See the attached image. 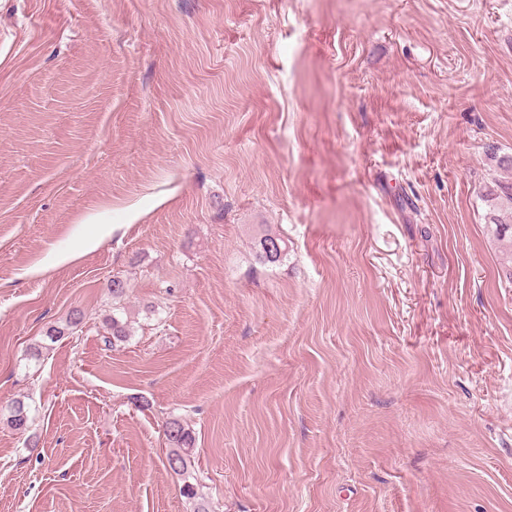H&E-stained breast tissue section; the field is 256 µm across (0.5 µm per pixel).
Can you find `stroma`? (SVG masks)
Returning a JSON list of instances; mask_svg holds the SVG:
<instances>
[{"mask_svg": "<svg viewBox=\"0 0 512 512\" xmlns=\"http://www.w3.org/2000/svg\"><path fill=\"white\" fill-rule=\"evenodd\" d=\"M489 144L512 0H0V512H512ZM103 326L108 336H103L104 342L110 347H115L118 343L125 342L128 336H130L129 325L127 321L116 316L112 311V316H107L103 320ZM166 439L170 445L166 453V466L182 479L181 492L188 499L198 498L196 478L191 471V451L195 437L182 420L173 418L166 424Z\"/></svg>", "mask_w": 512, "mask_h": 512, "instance_id": "obj_1", "label": "stroma"}]
</instances>
